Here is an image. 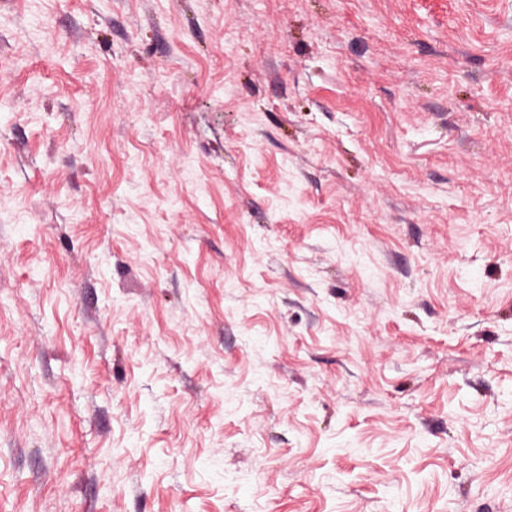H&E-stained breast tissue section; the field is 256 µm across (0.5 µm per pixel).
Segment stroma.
<instances>
[{"instance_id": "stroma-1", "label": "stroma", "mask_w": 512, "mask_h": 512, "mask_svg": "<svg viewBox=\"0 0 512 512\" xmlns=\"http://www.w3.org/2000/svg\"><path fill=\"white\" fill-rule=\"evenodd\" d=\"M0 512H512V0H0Z\"/></svg>"}]
</instances>
